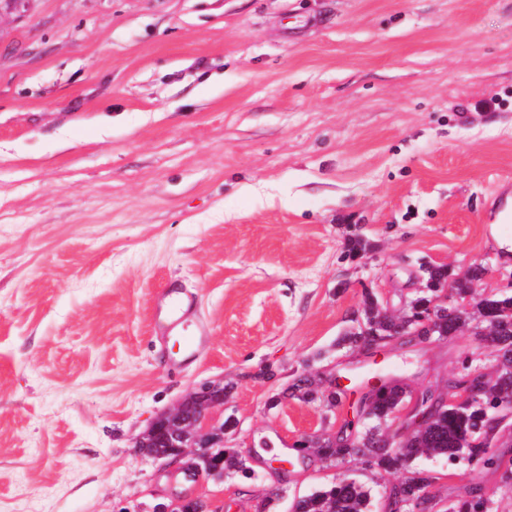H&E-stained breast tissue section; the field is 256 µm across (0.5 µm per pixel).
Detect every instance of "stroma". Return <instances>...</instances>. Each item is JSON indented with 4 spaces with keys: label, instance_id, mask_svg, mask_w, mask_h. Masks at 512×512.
Segmentation results:
<instances>
[{
    "label": "stroma",
    "instance_id": "1",
    "mask_svg": "<svg viewBox=\"0 0 512 512\" xmlns=\"http://www.w3.org/2000/svg\"><path fill=\"white\" fill-rule=\"evenodd\" d=\"M512 202V0H34L0 25V512H227L345 475L383 512L390 474L302 449L352 417L280 399L302 370L368 369L336 340L364 289L401 312L423 263L483 264ZM370 248L346 255L351 235ZM198 299L210 342L169 372L160 290ZM471 334L392 344L442 393ZM230 388L224 445L255 475L184 478L138 454L153 420ZM279 404H272V397ZM154 512H220L213 507L212 502L203 497L184 498L180 500L176 507L171 505L159 504Z\"/></svg>",
    "mask_w": 512,
    "mask_h": 512
}]
</instances>
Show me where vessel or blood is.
Masks as SVG:
<instances>
[{"mask_svg":"<svg viewBox=\"0 0 512 512\" xmlns=\"http://www.w3.org/2000/svg\"><path fill=\"white\" fill-rule=\"evenodd\" d=\"M153 321L154 330L161 339L173 336L187 339L182 354L169 360V371L178 372L191 364L208 343V329L197 317L194 299L183 289L170 285L162 289L154 308Z\"/></svg>","mask_w":512,"mask_h":512,"instance_id":"vessel-or-blood-1","label":"vessel or blood"}]
</instances>
